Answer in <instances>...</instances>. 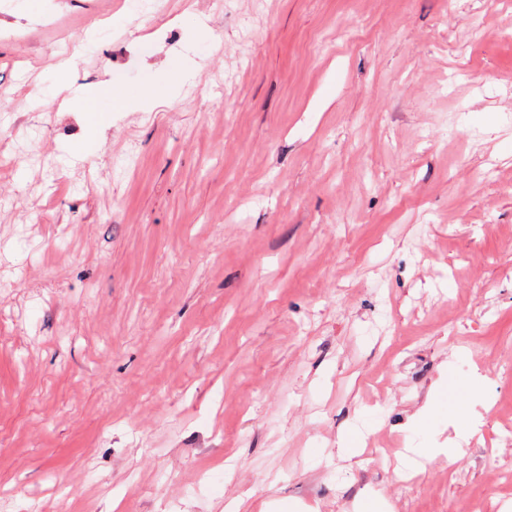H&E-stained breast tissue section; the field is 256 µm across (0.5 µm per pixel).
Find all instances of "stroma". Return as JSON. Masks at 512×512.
Segmentation results:
<instances>
[{
    "mask_svg": "<svg viewBox=\"0 0 512 512\" xmlns=\"http://www.w3.org/2000/svg\"><path fill=\"white\" fill-rule=\"evenodd\" d=\"M135 2L0 0V512H512V0ZM72 99L82 103L81 112H98L101 116L107 112H118L125 105V100L119 90L109 83L95 93L87 95L74 93ZM482 425L480 419L471 418L465 421L462 431L459 432L457 440L448 444V448H442L441 452L448 453V458L457 456L461 451L462 443H468L469 440L474 438L480 432Z\"/></svg>",
    "mask_w": 512,
    "mask_h": 512,
    "instance_id": "stroma-1",
    "label": "stroma"
}]
</instances>
